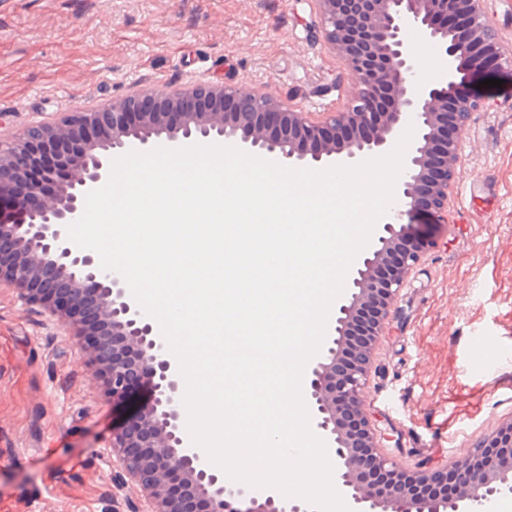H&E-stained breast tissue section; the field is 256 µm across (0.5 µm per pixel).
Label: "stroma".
Returning <instances> with one entry per match:
<instances>
[{"instance_id": "1", "label": "stroma", "mask_w": 512, "mask_h": 512, "mask_svg": "<svg viewBox=\"0 0 512 512\" xmlns=\"http://www.w3.org/2000/svg\"><path fill=\"white\" fill-rule=\"evenodd\" d=\"M311 0H0V134L131 90L230 81L314 114L346 100ZM467 123L447 229L373 352L370 411L399 468L512 417V82ZM57 317L0 286V512H149L110 448L115 407Z\"/></svg>"}]
</instances>
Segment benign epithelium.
<instances>
[{"mask_svg": "<svg viewBox=\"0 0 512 512\" xmlns=\"http://www.w3.org/2000/svg\"><path fill=\"white\" fill-rule=\"evenodd\" d=\"M316 33L345 62L351 90L344 106L318 120L268 92L232 82L165 94L131 92L95 111L0 136V283L36 302L78 337L92 313L102 321L84 352L112 402L147 392L116 430L111 448L126 476L147 492L152 512H311L301 499L251 489L217 475L181 434L180 376L157 322L144 314L122 277L77 247L67 226L84 211L87 192L103 186L112 157L148 151L154 140L234 138L242 150L285 166L353 165L383 151L408 123L415 135L396 185L395 215L377 225L336 310L325 349L305 370L312 426L336 460V482L352 512H475L512 493V419L460 458L403 471L378 451L368 413L371 346L408 271L434 246L445 221L460 160V134L486 106L476 84L512 67V48L489 25L486 0H312ZM429 49L440 77H420L417 54ZM72 138L81 158L45 163ZM38 168L24 185L18 175ZM56 185L51 194L47 183Z\"/></svg>", "mask_w": 512, "mask_h": 512, "instance_id": "1", "label": "benign epithelium"}]
</instances>
